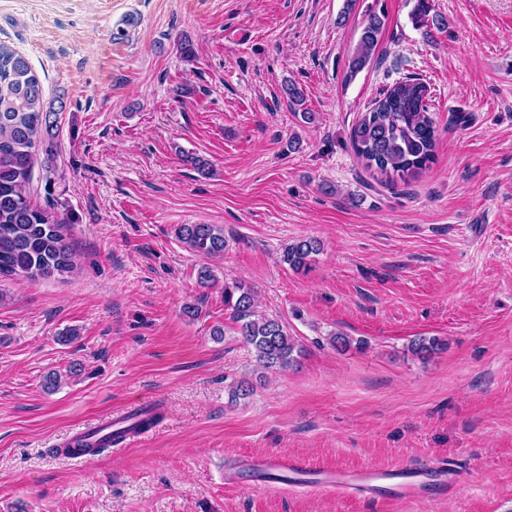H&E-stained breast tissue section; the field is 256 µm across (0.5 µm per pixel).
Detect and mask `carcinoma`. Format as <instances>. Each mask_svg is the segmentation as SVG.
<instances>
[{
    "mask_svg": "<svg viewBox=\"0 0 512 512\" xmlns=\"http://www.w3.org/2000/svg\"><path fill=\"white\" fill-rule=\"evenodd\" d=\"M429 0H417L413 25L441 28L444 19H429ZM385 26V15L368 13L356 48L348 60L349 75L360 72L372 59ZM429 90L418 78L395 82L374 100L351 129L350 141L365 168L394 186L417 174L435 159L437 129L429 115ZM58 110L45 106L42 86L29 62L11 46L0 42V279L24 277L30 281L62 276L75 267L67 242V225L76 218L63 213L57 200L46 196L41 206L32 201L30 184L37 162L36 148L44 154L45 171L52 172ZM178 238L205 256L224 253V229L217 224H182ZM321 250L314 238L300 239L284 251L282 261L300 270ZM224 306L240 323V333L253 346L265 368L293 364L295 344L275 318L255 317L251 289L236 280L224 283ZM436 337L411 341V352L421 356L441 349ZM136 421L94 441L67 448L95 455L120 442L125 434L145 430L160 418L156 407L135 414Z\"/></svg>",
    "mask_w": 512,
    "mask_h": 512,
    "instance_id": "obj_1",
    "label": "carcinoma"
}]
</instances>
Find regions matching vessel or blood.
<instances>
[{
  "label": "vessel or blood",
  "instance_id": "vessel-or-blood-1",
  "mask_svg": "<svg viewBox=\"0 0 512 512\" xmlns=\"http://www.w3.org/2000/svg\"><path fill=\"white\" fill-rule=\"evenodd\" d=\"M241 484L261 487L279 484L306 488L343 499L368 496L391 506L421 497L426 490L447 495L458 484L447 472L426 474L414 468L391 467L383 470L311 469L300 460L281 454L265 455L247 461L241 468Z\"/></svg>",
  "mask_w": 512,
  "mask_h": 512
}]
</instances>
